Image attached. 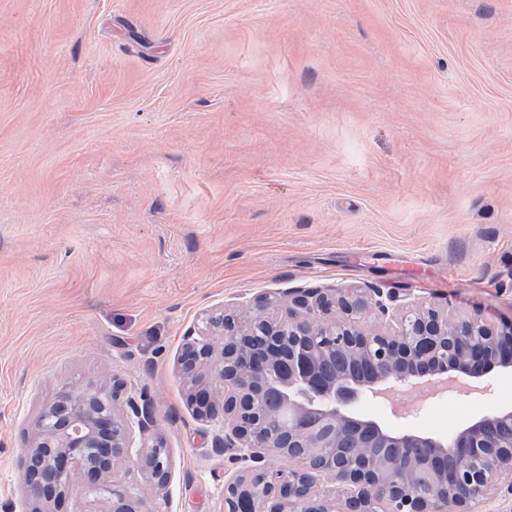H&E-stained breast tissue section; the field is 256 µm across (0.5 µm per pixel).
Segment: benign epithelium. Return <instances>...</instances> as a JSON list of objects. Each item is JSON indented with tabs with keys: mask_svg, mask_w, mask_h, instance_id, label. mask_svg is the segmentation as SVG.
Segmentation results:
<instances>
[{
	"mask_svg": "<svg viewBox=\"0 0 512 512\" xmlns=\"http://www.w3.org/2000/svg\"><path fill=\"white\" fill-rule=\"evenodd\" d=\"M379 288H296L285 302L258 300L245 317L207 312L180 357L184 375L210 374L222 384L224 449L243 465L224 480L223 512H477L488 496H512V409L495 407L448 436L412 427L391 428L362 410L402 389L468 381L485 388L494 367L512 371V322L497 325L421 302L392 306ZM286 306L287 316L273 310ZM390 317L383 329L370 316ZM261 336L259 345L251 339ZM124 383L69 389L29 423L25 480L28 512H50V493L76 466L102 486L115 466L133 457L145 478L165 489L172 461L163 437L152 433L153 407L129 398ZM394 448L380 463L366 448ZM294 465H267L271 455ZM446 472L409 484L414 460ZM329 478L336 493L318 490ZM112 512H157L135 492L112 490Z\"/></svg>",
	"mask_w": 512,
	"mask_h": 512,
	"instance_id": "1",
	"label": "benign epithelium"
}]
</instances>
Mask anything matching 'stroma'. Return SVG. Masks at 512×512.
I'll return each mask as SVG.
<instances>
[{
  "label": "stroma",
  "instance_id": "35a3bbf8",
  "mask_svg": "<svg viewBox=\"0 0 512 512\" xmlns=\"http://www.w3.org/2000/svg\"><path fill=\"white\" fill-rule=\"evenodd\" d=\"M380 288L512 320V0H0V512H26L28 424L125 382L171 480L218 512L237 463L183 376L219 305ZM489 389L369 417L444 436ZM54 512H110L73 477Z\"/></svg>",
  "mask_w": 512,
  "mask_h": 512
}]
</instances>
